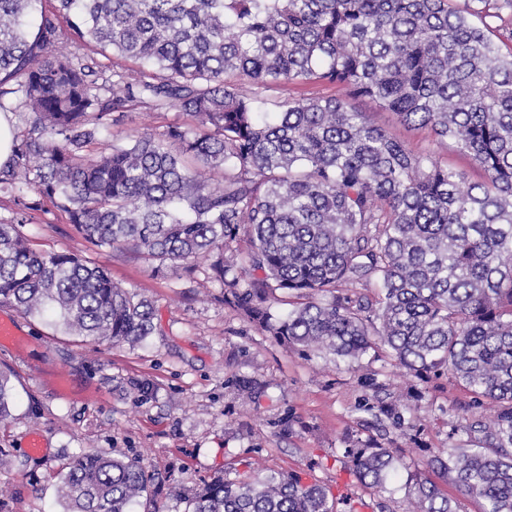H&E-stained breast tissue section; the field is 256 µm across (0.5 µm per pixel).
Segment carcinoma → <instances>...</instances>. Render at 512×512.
I'll return each mask as SVG.
<instances>
[{
  "mask_svg": "<svg viewBox=\"0 0 512 512\" xmlns=\"http://www.w3.org/2000/svg\"><path fill=\"white\" fill-rule=\"evenodd\" d=\"M0 0V110L19 93L26 128L0 191L55 202L95 250L144 248L162 274L218 253L224 300L306 355L336 362L381 351L418 380L445 370L489 421L469 447L425 466L454 473L485 512H512V0ZM78 46L139 61L130 79L55 53L58 18ZM281 82L349 88L470 156L466 173L415 152L343 98L271 101ZM198 119L137 131L97 150L126 103ZM224 172L214 184L206 173ZM0 222V304L73 336L136 344L153 331L145 297L70 253L34 249ZM245 232L249 247L231 259ZM376 282L369 298L348 289ZM290 306L271 314L268 291ZM13 384L0 373V422ZM379 493L404 468L388 448H343ZM58 487L63 512H134L154 477L140 459L80 454ZM401 512H457L418 469ZM191 512H336L296 473L215 477Z\"/></svg>",
  "mask_w": 512,
  "mask_h": 512,
  "instance_id": "1",
  "label": "carcinoma"
}]
</instances>
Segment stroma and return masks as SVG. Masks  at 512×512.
<instances>
[{
  "label": "stroma",
  "mask_w": 512,
  "mask_h": 512,
  "mask_svg": "<svg viewBox=\"0 0 512 512\" xmlns=\"http://www.w3.org/2000/svg\"><path fill=\"white\" fill-rule=\"evenodd\" d=\"M355 107L416 151L467 173L481 171L467 155L427 129H410L368 98ZM192 115L128 103L122 124L104 142L133 130L154 134L190 127ZM25 217L23 233L45 252H70L103 265L114 282L147 297L154 330L141 343L107 345L66 335L53 323L0 306L15 334L0 346V371L14 383L12 416L0 426V512H60L56 488L73 454L129 455L156 480L137 512H184L180 493L215 476L251 470L295 472L330 489L338 512H399L405 476L385 494L362 485L341 450L367 441L401 453L407 473L427 453L461 448L472 423V396L450 374L419 381L370 352L351 362L307 358L262 331L224 302L212 261L201 258L155 275L144 250L89 249L66 213L50 201L22 211L0 192V220ZM251 378L252 394L235 382ZM407 408L404 426L377 421L365 404ZM43 452L30 454L31 435Z\"/></svg>",
  "instance_id": "1"
}]
</instances>
